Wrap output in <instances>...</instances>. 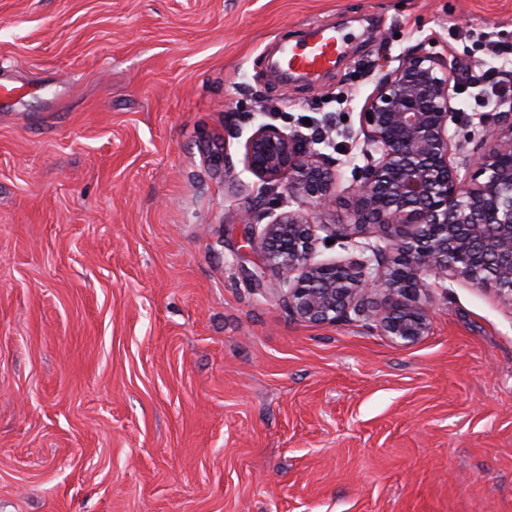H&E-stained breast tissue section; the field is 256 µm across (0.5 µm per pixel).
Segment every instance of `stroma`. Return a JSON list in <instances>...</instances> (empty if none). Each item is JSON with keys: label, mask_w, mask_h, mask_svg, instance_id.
Returning <instances> with one entry per match:
<instances>
[{"label": "stroma", "mask_w": 512, "mask_h": 512, "mask_svg": "<svg viewBox=\"0 0 512 512\" xmlns=\"http://www.w3.org/2000/svg\"><path fill=\"white\" fill-rule=\"evenodd\" d=\"M316 26L345 59L277 77ZM489 40L512 0H0V512H512V306L302 322L246 239L253 195L297 207L244 167L259 125L340 160L312 218L348 222L378 74Z\"/></svg>", "instance_id": "stroma-1"}]
</instances>
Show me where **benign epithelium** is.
<instances>
[{
    "label": "benign epithelium",
    "mask_w": 512,
    "mask_h": 512,
    "mask_svg": "<svg viewBox=\"0 0 512 512\" xmlns=\"http://www.w3.org/2000/svg\"><path fill=\"white\" fill-rule=\"evenodd\" d=\"M454 67L417 44L382 74L360 112L366 163L353 189V221L322 226L302 210L276 216L251 233L250 247L275 273L277 291L298 319L339 324L355 315L394 342L413 344L430 329L433 289L452 280L492 289L512 306V112L463 126L452 105ZM245 167L262 181H286L291 198L330 207L339 161L296 135L263 124L245 142ZM474 167L470 179L459 169ZM371 224L399 230L397 256L359 245L360 255L317 262L325 227L341 245Z\"/></svg>",
    "instance_id": "7a95c632"
}]
</instances>
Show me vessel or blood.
<instances>
[{"instance_id":"b4317fda","label":"vessel or blood","mask_w":512,"mask_h":512,"mask_svg":"<svg viewBox=\"0 0 512 512\" xmlns=\"http://www.w3.org/2000/svg\"><path fill=\"white\" fill-rule=\"evenodd\" d=\"M346 52L345 42L335 28L318 29L312 41L300 46H285L280 59L281 68L304 78L318 77L321 72L335 67Z\"/></svg>"}]
</instances>
